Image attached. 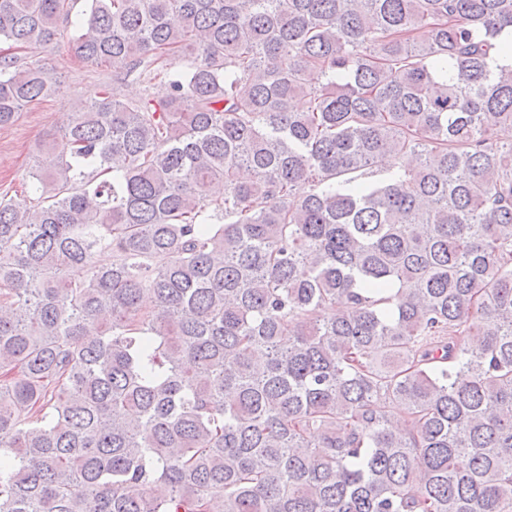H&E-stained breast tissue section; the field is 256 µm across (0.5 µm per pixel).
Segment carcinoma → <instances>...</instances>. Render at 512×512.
<instances>
[{"mask_svg":"<svg viewBox=\"0 0 512 512\" xmlns=\"http://www.w3.org/2000/svg\"><path fill=\"white\" fill-rule=\"evenodd\" d=\"M85 2L112 85L0 197V512H512V0ZM51 88L1 55L0 127Z\"/></svg>","mask_w":512,"mask_h":512,"instance_id":"cac0c4a2","label":"carcinoma"}]
</instances>
